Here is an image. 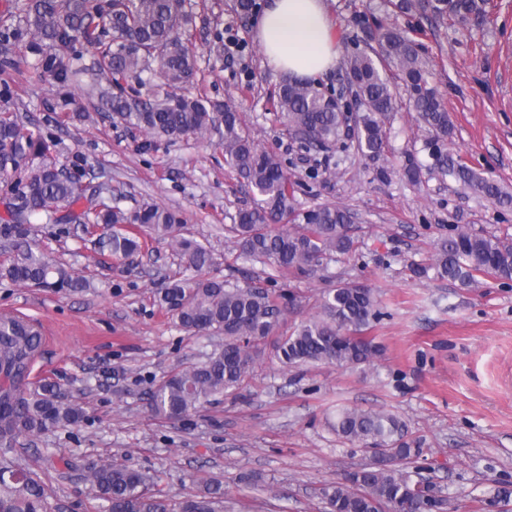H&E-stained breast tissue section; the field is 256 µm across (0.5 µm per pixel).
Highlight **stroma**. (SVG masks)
Segmentation results:
<instances>
[{
  "instance_id": "1",
  "label": "stroma",
  "mask_w": 512,
  "mask_h": 512,
  "mask_svg": "<svg viewBox=\"0 0 512 512\" xmlns=\"http://www.w3.org/2000/svg\"><path fill=\"white\" fill-rule=\"evenodd\" d=\"M343 55L365 50L354 21L394 25L420 44L428 81L454 125L444 149L512 192V0H491L486 17L449 26L393 13L386 0H326ZM194 19L198 90L233 104L254 139L274 153L296 183L298 208L333 203L352 213L353 253L321 270L278 278L287 298L279 334L317 311L324 291L345 281L372 288L384 311L367 330L382 348L372 363L284 367L276 340L236 391L177 419L154 416L150 392L174 371L205 360L223 336L182 330L161 308L158 290L185 270L170 242L147 239L125 260L100 252L83 232L67 237L39 225L34 252L65 263L93 283L56 292L0 282V316L41 326L31 377L50 378L81 402L85 420L34 437L20 462L44 473L46 455L81 462L109 458L154 476L167 499L181 501L204 481L224 484L226 512H322V487L361 467L367 456L336 436L326 418L337 407L389 410L422 440L414 471L448 499V512H502L489 501L512 489V286L492 277L465 286L415 278L438 239L454 228L512 238V208H502L431 171L432 133L398 94L386 123L382 157L356 148L304 151L279 119L273 95L284 75L271 67L234 0H186ZM243 47L227 58L223 44ZM57 89L50 79L24 83L11 103L29 129L51 134L62 164L83 162V180L112 187L121 208L149 201L182 214L184 231L206 245L210 277L273 276L271 267L236 258L225 228L249 204L243 181L224 162L217 137L191 136L143 152L142 133L99 114L72 88L71 112L45 111ZM424 169L420 184L403 176L408 161ZM385 168L387 178L376 175ZM59 512H98L81 473L49 480Z\"/></svg>"
}]
</instances>
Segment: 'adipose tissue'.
I'll return each mask as SVG.
<instances>
[{"label":"adipose tissue","instance_id":"1","mask_svg":"<svg viewBox=\"0 0 512 512\" xmlns=\"http://www.w3.org/2000/svg\"><path fill=\"white\" fill-rule=\"evenodd\" d=\"M257 36L268 63L294 79L326 72L339 58L325 0H269Z\"/></svg>","mask_w":512,"mask_h":512}]
</instances>
